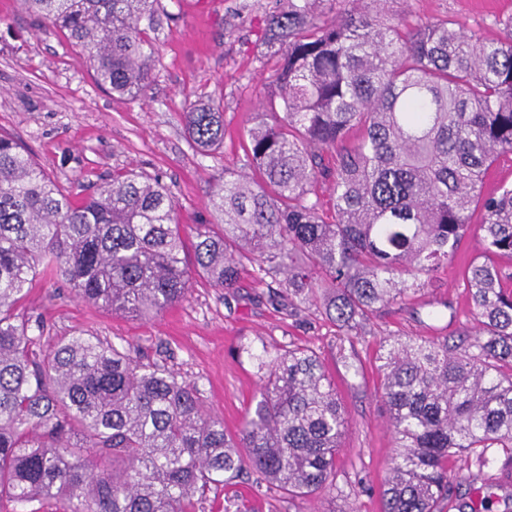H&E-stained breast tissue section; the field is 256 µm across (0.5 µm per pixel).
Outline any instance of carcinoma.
Masks as SVG:
<instances>
[{"label": "carcinoma", "mask_w": 512, "mask_h": 512, "mask_svg": "<svg viewBox=\"0 0 512 512\" xmlns=\"http://www.w3.org/2000/svg\"><path fill=\"white\" fill-rule=\"evenodd\" d=\"M326 1L279 0L267 18L283 59L279 110L247 130L257 180L226 174L211 188L219 220L195 228L194 264L230 290L247 260L290 314L321 308L349 336L423 291L480 208V252L463 279L478 333L396 339L378 356L395 445L381 512H441L451 458L466 455L479 475L499 451L512 462V274L492 262L512 256V187L479 193L512 155V14L491 19L490 37L453 18L392 21L362 0L323 19ZM23 2L112 95L134 99L149 83L142 34L160 0ZM184 116L200 149L224 145L219 109ZM184 248L159 179L117 172L75 203L0 134V512H196L246 469L290 496L336 491L348 417L312 349L257 357L259 399L233 436L185 377L94 336L43 348L21 313L41 279L148 319L190 292Z\"/></svg>", "instance_id": "carcinoma-1"}]
</instances>
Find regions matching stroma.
<instances>
[{"label": "stroma", "mask_w": 512, "mask_h": 512, "mask_svg": "<svg viewBox=\"0 0 512 512\" xmlns=\"http://www.w3.org/2000/svg\"><path fill=\"white\" fill-rule=\"evenodd\" d=\"M278 0H161L165 16L145 37L156 54L152 77L134 100L112 96L82 65L64 35L28 13L21 0H0V133L32 153L73 201L112 173L158 178L174 200L185 234L213 221L211 183L244 171V133L258 108H273L282 66L265 34ZM389 18L476 27L512 14V0H386ZM224 113V145L211 154L188 140L190 104ZM479 249L471 233L453 259L407 304L378 309L359 336H342L319 313L289 314L265 285L243 272L240 288H213L197 277L188 297L157 316L135 320L78 299L65 283L33 282L24 313L40 324L43 342L85 331L142 362H155L194 382L208 409L237 431L253 409L257 355L289 345L312 348L336 382L349 425L336 464V492L288 498L244 476L208 492L196 512H381V484L394 454L379 397L377 356L396 336L452 337L472 327L462 273ZM453 493L444 512H512V466H494L497 486L486 497L464 458L448 464Z\"/></svg>", "instance_id": "1"}]
</instances>
